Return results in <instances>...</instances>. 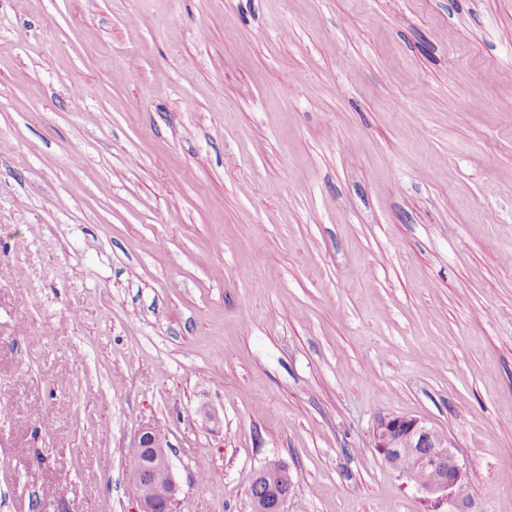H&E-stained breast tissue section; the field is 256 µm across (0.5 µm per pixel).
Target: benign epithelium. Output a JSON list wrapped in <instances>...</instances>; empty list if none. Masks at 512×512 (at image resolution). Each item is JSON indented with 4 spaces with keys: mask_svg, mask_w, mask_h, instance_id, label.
<instances>
[{
    "mask_svg": "<svg viewBox=\"0 0 512 512\" xmlns=\"http://www.w3.org/2000/svg\"><path fill=\"white\" fill-rule=\"evenodd\" d=\"M440 432L426 422L408 416H384L372 432V448L383 461L403 448L411 449L406 467L397 469L434 510L448 505L456 512L467 484V475L455 447L439 442ZM133 455L142 458V478L154 488V496H138L139 512H173L179 487L174 479L169 456L161 433L147 427L142 430ZM292 489L286 487L264 503H255L258 512H286Z\"/></svg>",
    "mask_w": 512,
    "mask_h": 512,
    "instance_id": "7a95c632",
    "label": "benign epithelium"
}]
</instances>
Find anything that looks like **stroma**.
<instances>
[{"label": "stroma", "instance_id": "stroma-1", "mask_svg": "<svg viewBox=\"0 0 512 512\" xmlns=\"http://www.w3.org/2000/svg\"><path fill=\"white\" fill-rule=\"evenodd\" d=\"M387 415L512 512V0H0V512H427ZM164 438L155 427L144 428L140 434L133 455L142 458V478L149 484L138 485L139 512H173L179 487L174 479L169 456L164 446ZM143 495V496H142ZM292 484V478L288 470L276 468L266 471L263 475L254 478L250 486V501L259 499L263 501L269 494L271 488L281 485Z\"/></svg>", "mask_w": 512, "mask_h": 512}]
</instances>
